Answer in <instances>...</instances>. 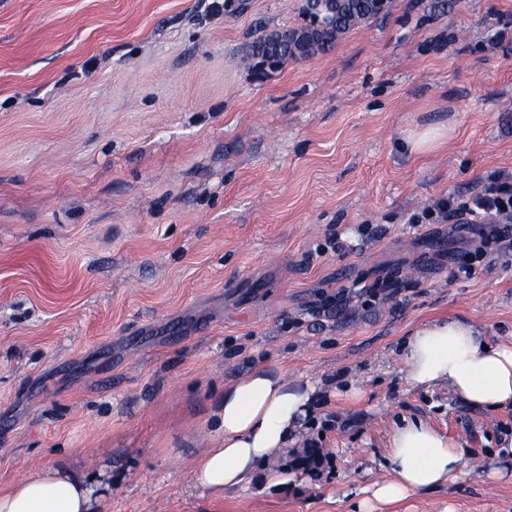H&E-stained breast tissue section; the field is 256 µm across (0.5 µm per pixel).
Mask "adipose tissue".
<instances>
[{
  "mask_svg": "<svg viewBox=\"0 0 512 512\" xmlns=\"http://www.w3.org/2000/svg\"><path fill=\"white\" fill-rule=\"evenodd\" d=\"M405 380L413 388L448 385L464 403L490 411L512 405V341H495L465 317H445L411 332L402 348ZM317 389L259 365L225 383L213 413L215 445L199 455L191 477L213 495L251 481L273 456L294 444L315 420ZM388 476L372 487L373 503L391 505L433 491L469 472L465 448L423 420L396 421L386 456ZM90 488L69 473L47 468L0 489V512H91Z\"/></svg>",
  "mask_w": 512,
  "mask_h": 512,
  "instance_id": "ef3b65f1",
  "label": "adipose tissue"
}]
</instances>
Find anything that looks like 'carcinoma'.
Here are the masks:
<instances>
[{
    "instance_id": "carcinoma-1",
    "label": "carcinoma",
    "mask_w": 512,
    "mask_h": 512,
    "mask_svg": "<svg viewBox=\"0 0 512 512\" xmlns=\"http://www.w3.org/2000/svg\"><path fill=\"white\" fill-rule=\"evenodd\" d=\"M392 7L393 0H305L309 24L300 28L301 38L290 39L286 31L262 34L250 42L246 58L257 61L262 71L274 72L290 61L327 54L342 34L389 15Z\"/></svg>"
}]
</instances>
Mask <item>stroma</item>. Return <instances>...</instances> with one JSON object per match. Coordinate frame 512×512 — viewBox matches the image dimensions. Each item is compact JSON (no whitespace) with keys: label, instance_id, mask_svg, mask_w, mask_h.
<instances>
[{"label":"stroma","instance_id":"1","mask_svg":"<svg viewBox=\"0 0 512 512\" xmlns=\"http://www.w3.org/2000/svg\"><path fill=\"white\" fill-rule=\"evenodd\" d=\"M433 3L266 76L247 45L306 26L305 0H0V486L62 467L106 512H358L406 415L474 472L396 512H512L487 464L512 408L403 378L424 323L512 338V259L461 273L464 238L409 221L512 170V0ZM363 278L382 300L327 307ZM259 363L320 387L318 423L210 495L193 461Z\"/></svg>","mask_w":512,"mask_h":512}]
</instances>
